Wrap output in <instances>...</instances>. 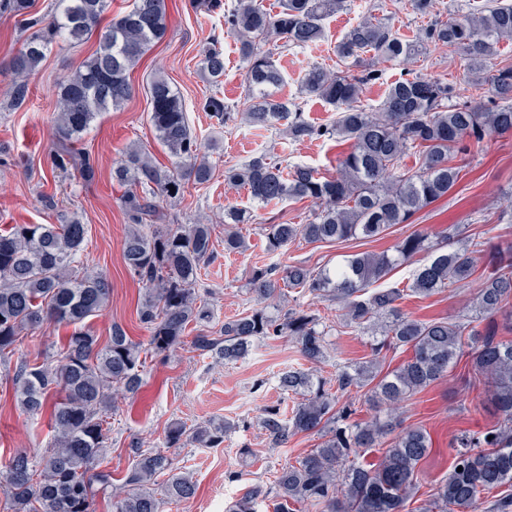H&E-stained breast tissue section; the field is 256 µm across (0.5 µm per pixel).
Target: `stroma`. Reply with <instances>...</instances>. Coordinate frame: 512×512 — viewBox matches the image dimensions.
Returning a JSON list of instances; mask_svg holds the SVG:
<instances>
[{
    "label": "stroma",
    "mask_w": 512,
    "mask_h": 512,
    "mask_svg": "<svg viewBox=\"0 0 512 512\" xmlns=\"http://www.w3.org/2000/svg\"><path fill=\"white\" fill-rule=\"evenodd\" d=\"M165 3L169 16L167 34L131 71V98L121 109L101 113L83 137L82 146L92 154L97 167L96 179L89 184L73 171L52 172L47 155L55 143L56 85L95 50L94 39L52 45L46 59L28 78L26 101L17 106L12 102L14 75L10 63L22 48L24 36L13 17L0 14V231L15 224H59L73 214L82 218L88 226L86 266L106 275L111 286L105 310L88 321L100 341H107L116 325L133 340H149L136 313L144 291L122 257L128 223L120 200L122 190L112 181V169L134 145L146 149L161 163L170 161L149 120L148 84L156 73L164 74L176 85L191 131L214 171L210 182L189 185L181 199L162 202V210L182 224L200 220L223 224L225 209L233 206L253 208L256 215L254 223L238 227L247 244L245 252L228 254L223 243H216L213 258L201 269L203 298L220 321L236 318L252 307L246 292L252 267L265 266L276 272L295 263L334 267L351 254L389 250L415 231L427 233L434 240L454 224L461 236L477 235L478 271L484 274L491 270L493 246L501 239L512 238V223L505 221L506 216H512V135L485 138L482 147L466 158L461 178L447 197L419 211L410 222L394 225L382 238H355L335 244L309 243L299 238L278 251H269L266 226L306 223L314 211L313 203L305 199L266 207L254 205L246 190L225 183V170L263 153L271 161L285 166L305 164L329 177L335 175L338 161L349 152L350 145L328 138L292 143L272 130H259L242 122L222 126L211 119L200 103L212 90H220L233 111H243L248 104L245 68L237 40L226 33L223 15L194 12L189 0ZM369 10L388 19L394 30L409 38L425 23L413 11L410 0H348L345 10L326 19L322 41L282 53L279 63L284 81L275 87V96L299 98L305 116L315 124L332 121L336 116L334 108L314 98H300V83L312 66L335 68L337 41ZM217 34L222 37L224 76L215 87L202 72L201 60L203 50ZM407 68L447 81L455 89L456 101L470 97L458 55L436 50L415 58L407 67L384 64L381 78L365 87L363 105L377 107L390 83ZM45 193L56 195V208L43 206L41 196ZM476 292V286L471 284L428 298L410 296L401 308L420 319L454 318L470 314ZM288 304L315 314L321 324L330 328L327 357L319 365L323 378H335L340 369L371 359L369 336L342 326L335 303L292 290ZM70 334V328L53 323L24 331L23 342L15 353L0 361V463L18 450L38 456L49 450L50 413H23L14 396L13 376L21 360L60 351ZM144 359L138 391L120 400L111 415L112 443L104 467L113 478H121L130 465L132 445L167 449L165 434L174 423L196 426L223 420L231 425L219 447L188 445L169 449L198 486L195 497L174 512H225L246 487H272L279 468L320 441L317 433H301L290 438L287 446L275 448L259 424L265 407L277 405L289 410L294 405L292 399L281 394L279 376L308 366L296 344L288 339L258 341L242 359L223 364L197 355L186 346L167 356L150 352ZM486 389V379L472 369L464 354L447 377L404 403L401 416L405 423L424 427L432 442L428 457L417 470L418 499H426L431 489L447 477L462 437L497 426L499 417L487 400ZM244 447L251 449V456H241Z\"/></svg>",
    "instance_id": "35a3bbf8"
}]
</instances>
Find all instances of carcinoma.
Segmentation results:
<instances>
[{
	"label": "carcinoma",
	"mask_w": 512,
	"mask_h": 512,
	"mask_svg": "<svg viewBox=\"0 0 512 512\" xmlns=\"http://www.w3.org/2000/svg\"><path fill=\"white\" fill-rule=\"evenodd\" d=\"M410 2L415 12L429 17L413 39L367 12L336 44V68L313 66L305 73L301 94L319 98L336 111L333 123L323 126L310 123L299 103L273 98L269 88L279 85L282 75L275 53L264 45L274 40L286 50L320 41L323 20L344 9L346 0H282L275 14L257 0H238L224 14L225 28L239 43L252 95L241 120L274 130L280 124L293 142L326 137L351 142L336 175L328 178L308 165L284 168L264 154L224 171L227 184L245 189L260 205L311 199L317 206L306 224L268 225L269 250L299 236L309 243L369 239L405 224L448 195L462 171L458 159L470 154L472 146L490 135L512 132V65L496 68L492 63L500 42L512 41V0H488L480 10L446 20L435 14L436 0ZM31 4L0 0V13L16 17L26 33L13 60L18 81L12 97L17 105L26 100L27 75L56 40L76 43L97 36L96 50L59 84L57 147L47 160L53 172L74 169L83 181H92L95 161L75 144L98 113L116 110L131 97V70L166 34L164 0H132L128 11L111 19L105 16L108 0H57V12L49 18L31 12ZM432 48L460 56L471 76L472 100L451 105V85L414 75L392 82L377 108L361 104L363 88L379 78L378 64L407 61ZM370 51L372 58H361L360 53ZM202 63L213 82L224 76L219 49H207ZM149 89L150 122L172 166H162L145 150L134 148L112 170L118 184L128 187L121 196L129 223L122 256L144 287L137 317L150 332L148 350H176L194 325L201 332L189 348L200 356L236 361L261 339L287 336L311 364L279 377L282 393L296 399L291 414L269 406L260 417L276 447L298 433L315 431L321 438L317 447L278 472L271 490L273 512H293L296 504L314 512H406L416 494V469L430 452V438L419 426L402 425L396 406L446 376L466 338L471 365L487 379V396L503 425L464 437L448 477L416 512H474L480 495L512 488V340L496 339L498 326L512 331V310L506 309L512 302V239L497 244L495 269L481 279L470 317L421 320L400 308L408 296L428 298L469 283L476 273L475 250L462 244L452 229L436 243L412 233L390 253L351 255L332 269L289 265L277 279L269 269L255 267L247 288L255 306L212 335L205 327L214 313L201 299L198 282L202 266L214 254L217 225L169 223L159 208L163 200L183 197L189 183L208 182L212 167L200 155L173 83L155 76ZM484 89L494 98L490 105L482 101ZM202 110L224 125L236 119L216 92L204 98ZM410 154L418 165L413 173L401 167ZM251 220L248 210L225 211L224 251L246 248L230 225ZM86 236L87 225L77 215L62 224H15L0 233V357L14 353L24 330L46 321L74 326L63 350L41 361H24L14 378L15 396L25 412L37 414L51 405L54 436L43 456L18 451L0 465L3 512H96L98 491L108 496L112 512H161L163 504H178L197 492L192 476L172 456L153 448H133L131 467L115 483L100 470L112 434L108 411L116 395L133 394L140 387L143 348L119 327L104 344L86 330L87 320L104 310L110 293L104 277L84 270ZM421 252L430 257L413 271L407 286L372 288ZM285 287L336 303L345 327L374 328L373 359L342 369L334 386L318 377L313 366L326 357L327 331L319 328L315 315L288 307ZM401 347L411 349L412 355L381 373L382 351ZM366 386L384 410L363 423L352 422V409L339 405V399L352 388ZM229 429L224 422L189 429L177 423L169 428L166 443L171 448H216ZM390 434V446L378 462L366 466L353 460ZM260 496L259 488H248L227 512H257Z\"/></svg>",
	"instance_id": "cac0c4a2"
}]
</instances>
